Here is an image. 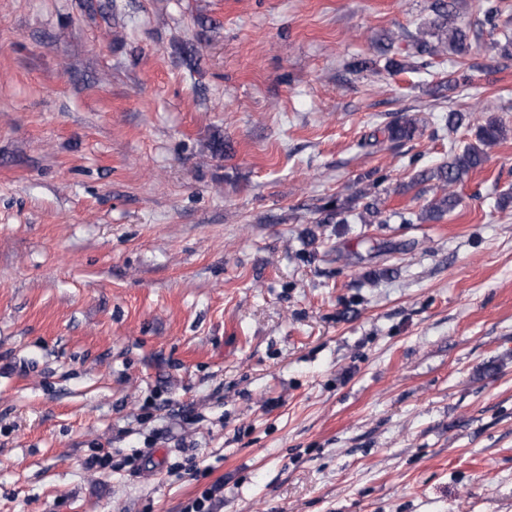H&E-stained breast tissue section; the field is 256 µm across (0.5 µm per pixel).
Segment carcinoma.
<instances>
[{"label": "carcinoma", "instance_id": "obj_1", "mask_svg": "<svg viewBox=\"0 0 512 512\" xmlns=\"http://www.w3.org/2000/svg\"><path fill=\"white\" fill-rule=\"evenodd\" d=\"M455 0H433V17L425 23L422 36L415 40L417 56L442 57L453 53L459 57L468 55L470 42L468 33L451 25L454 16ZM481 25L496 28V21L503 13L500 0H482ZM416 130L415 121L407 116L387 124L383 129L389 140L410 139ZM506 136V127L493 117L477 127L476 143L466 145L454 154L446 163L437 167L431 178L440 182V194L434 196L423 206L417 216L422 223L437 222L459 204L454 187L470 172L483 166L487 158V149L497 145Z\"/></svg>", "mask_w": 512, "mask_h": 512}]
</instances>
